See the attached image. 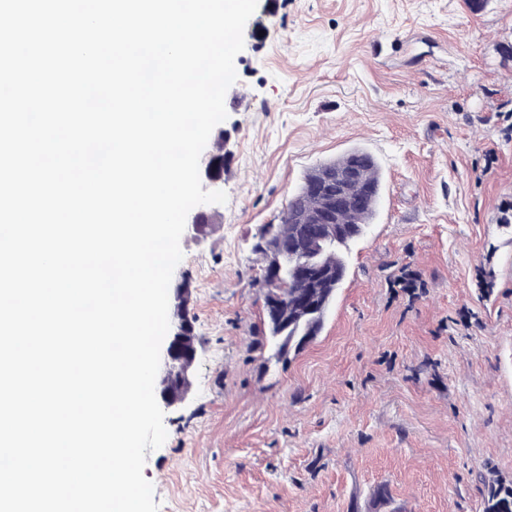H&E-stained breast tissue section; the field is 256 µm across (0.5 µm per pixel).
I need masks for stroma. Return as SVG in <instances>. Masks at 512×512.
<instances>
[{
  "instance_id": "35a3bbf8",
  "label": "stroma",
  "mask_w": 512,
  "mask_h": 512,
  "mask_svg": "<svg viewBox=\"0 0 512 512\" xmlns=\"http://www.w3.org/2000/svg\"><path fill=\"white\" fill-rule=\"evenodd\" d=\"M222 224L182 235L198 357L159 512H485L512 487V0H258ZM362 148L383 180L321 334L262 345L261 225Z\"/></svg>"
}]
</instances>
